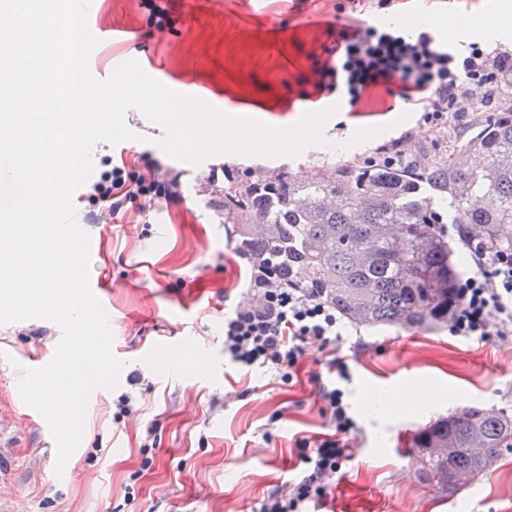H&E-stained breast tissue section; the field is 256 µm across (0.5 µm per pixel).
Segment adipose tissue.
<instances>
[{"mask_svg": "<svg viewBox=\"0 0 512 512\" xmlns=\"http://www.w3.org/2000/svg\"><path fill=\"white\" fill-rule=\"evenodd\" d=\"M481 15L478 22L466 15L424 16L418 18L417 25L430 30L439 41L461 48L478 31L492 39L512 38V0H483Z\"/></svg>", "mask_w": 512, "mask_h": 512, "instance_id": "1", "label": "adipose tissue"}]
</instances>
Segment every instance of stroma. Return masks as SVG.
<instances>
[{"label": "stroma", "instance_id": "1", "mask_svg": "<svg viewBox=\"0 0 512 512\" xmlns=\"http://www.w3.org/2000/svg\"><path fill=\"white\" fill-rule=\"evenodd\" d=\"M480 4L391 0L359 12L349 0H256L250 10L243 0H203L189 13L183 0H99L95 22L104 33L131 29L139 37L130 50L104 46L101 62L149 56L170 76H191L193 92L225 114L284 128L316 100L344 106L346 119L333 125L334 135L352 126L384 127L381 137L344 155L221 157L225 171L243 181L285 169L313 179L326 169L380 161V149L405 136L418 156H456L467 127L491 110L512 108L507 92L478 111L449 115L446 127L435 129L381 86L349 106L342 84L321 70L340 28L383 27L388 18L419 14L474 16ZM399 113L406 120L397 125ZM125 122L137 135L127 165L155 160L182 175L179 203L144 215L131 204L115 223L99 227L104 252L91 273L112 281L105 311L126 376L90 399L82 441L67 476L59 477L46 420L22 419L17 402L19 382L53 359L61 330L44 319L0 324V350L14 357L0 365V429L11 445L8 458L0 457V512H256L271 490L298 477L295 434L326 433L310 376L335 380L334 358L350 374L341 387L356 422L355 451L310 512H512V452L448 494L423 481L408 447L412 434L451 412L444 403H414L426 390H452L459 405L512 414V335L346 321L335 343L310 349L292 383L267 369L225 364L224 314L248 302L252 261L225 229L215 193L201 188L207 169L186 170L166 155L156 144L162 128L138 110H128ZM374 391L396 396L399 411L369 418L362 400ZM122 393L139 412L116 423L112 401Z\"/></svg>", "mask_w": 512, "mask_h": 512}]
</instances>
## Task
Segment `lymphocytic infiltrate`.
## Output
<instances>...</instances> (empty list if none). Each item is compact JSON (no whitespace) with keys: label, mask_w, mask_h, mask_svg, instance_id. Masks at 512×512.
Segmentation results:
<instances>
[{"label":"lymphocytic infiltrate","mask_w":512,"mask_h":512,"mask_svg":"<svg viewBox=\"0 0 512 512\" xmlns=\"http://www.w3.org/2000/svg\"><path fill=\"white\" fill-rule=\"evenodd\" d=\"M334 52L350 104H357L371 85L383 82L434 128L443 126L449 113L477 110L471 87L481 88L490 98L512 80V54H495L474 43L466 56L457 57L424 31L410 37L374 26L352 27L340 32ZM178 186V175L156 161L140 171L114 166L110 176L92 186L91 198L98 204L95 220L110 223L134 201L143 212L177 203ZM469 249L476 270L456 288L459 304L449 318V330L456 336L511 335L512 253H492L477 243ZM249 286V303L224 317V358L242 368L270 369L280 381H289L312 345L325 347L335 341L341 319L334 306L310 289L279 282L264 265L253 267ZM333 366L335 381L317 386L329 433L296 438L301 476L270 492L257 512H306L309 503L327 497L343 461L351 458L354 421L340 386L348 367L339 360Z\"/></svg>","instance_id":"obj_1"}]
</instances>
